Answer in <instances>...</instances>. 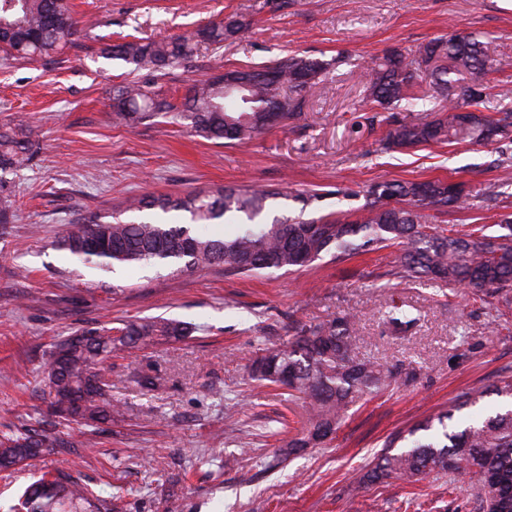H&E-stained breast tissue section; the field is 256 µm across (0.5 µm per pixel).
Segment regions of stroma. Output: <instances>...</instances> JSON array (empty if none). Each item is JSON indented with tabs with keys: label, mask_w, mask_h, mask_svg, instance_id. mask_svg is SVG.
Segmentation results:
<instances>
[{
	"label": "stroma",
	"mask_w": 512,
	"mask_h": 512,
	"mask_svg": "<svg viewBox=\"0 0 512 512\" xmlns=\"http://www.w3.org/2000/svg\"><path fill=\"white\" fill-rule=\"evenodd\" d=\"M69 3L80 31L57 54L31 62L0 56V125L32 135L24 164L0 175L17 214L0 229V432L46 412V360L74 330L163 316L191 332L107 361L120 422L100 425L91 447L1 471L0 512H13L50 466L79 474L103 496L118 495L120 512H479L467 478L432 473L412 484L365 486L360 479L394 434L512 375V311L495 319L472 290L400 277L390 248L326 257L293 273L216 267L175 276L164 268L105 272L78 262L59 241L72 220L112 215L128 197L225 185L288 190L268 211L285 220L300 210L298 192L320 195L309 216H355L372 183L452 180L466 184L470 207L449 211L446 224L483 222L479 190L512 183V145L383 151L391 124L430 115L371 111L359 73L385 49L407 52L460 30L487 42L491 83H512V0H291L281 12L266 0ZM234 12L252 21L241 40L199 44L191 62L164 76L102 55L127 34L168 39ZM291 51L322 60L342 52L350 61L330 71L299 116L248 143L189 136L171 114L114 118L113 90L126 82L155 85L178 103L196 80ZM394 303L417 319L402 339L386 324ZM346 314L356 319L359 357L399 377L353 404L331 440L287 454L305 403L287 387L251 379L246 366L298 328ZM141 374L157 376L158 386L141 388Z\"/></svg>",
	"instance_id": "stroma-1"
}]
</instances>
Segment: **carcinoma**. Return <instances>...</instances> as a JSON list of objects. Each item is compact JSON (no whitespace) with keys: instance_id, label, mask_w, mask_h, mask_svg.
I'll list each match as a JSON object with an SVG mask.
<instances>
[{"instance_id":"obj_1","label":"carcinoma","mask_w":512,"mask_h":512,"mask_svg":"<svg viewBox=\"0 0 512 512\" xmlns=\"http://www.w3.org/2000/svg\"><path fill=\"white\" fill-rule=\"evenodd\" d=\"M77 21L68 0H0V51L14 60L34 61L55 53L74 33ZM250 23L236 13L224 22L170 40L132 37L109 44V58L153 72L189 58L200 43L234 42ZM493 61L477 36L450 33L416 47L412 57L389 50L363 68L365 98L382 110L418 111L438 107L434 119L399 124L383 139L387 150L430 143L512 144V112L488 103L512 99V87L488 81ZM329 63L301 53H289L263 65L236 68L195 81L185 102L177 106L151 87L128 83L112 97V109L125 121L143 120L178 108L190 131L207 140L243 143L273 128L271 116L283 120L299 115L321 90L320 76ZM31 149L28 137L0 126V172L20 167ZM276 192L252 186H220L182 195L149 194L128 198L124 211L185 212L190 223L164 224L153 216L137 221H108L91 214L71 223L60 245L76 259L102 271L116 266H177L193 272L216 266L249 276L269 267L293 270L331 255L339 260L354 251L394 248L395 268L408 278L438 279L448 286L474 288L512 309V214L500 216L498 235L485 227L454 230L438 224L439 215L463 210L469 194L458 189L448 197V182H377L368 186L369 199L354 220L347 218L263 222L268 201ZM400 207H381L383 197ZM16 217L11 192L0 180V224ZM241 218L249 224L235 235L215 239L199 233L195 224H215ZM93 238L101 248L88 249ZM395 334L410 331L416 320L405 311L388 312ZM188 334L181 321L164 317L122 322L118 326L83 329L62 339L52 351L46 372L52 414L61 422L85 426L110 424L118 412L112 404V382L85 388L89 365L102 363L114 351L148 347L163 339ZM354 318L300 329L280 347L265 348L249 365L251 376L271 385H286L309 401L306 428L288 441L295 453L324 442L322 432L335 426L357 398L397 378L355 352ZM493 394L509 400L494 414L462 427L450 425L455 413ZM403 449L395 452L397 444ZM72 436L49 438L24 424L0 434V470H8L51 448H72ZM431 472L466 475L478 485L481 512H512V376L482 391L464 395L447 410L394 435L366 475L369 482L397 479L418 482ZM22 512H116L103 497L65 468L44 472L28 485L20 501Z\"/></svg>"}]
</instances>
